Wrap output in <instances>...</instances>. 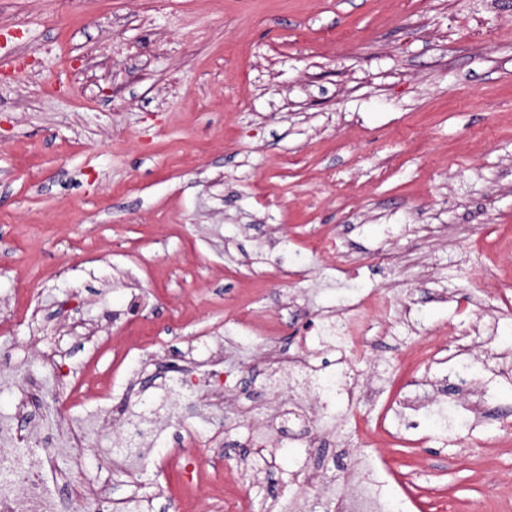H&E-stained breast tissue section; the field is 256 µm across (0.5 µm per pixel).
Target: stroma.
Here are the masks:
<instances>
[{
  "label": "stroma",
  "instance_id": "35a3bbf8",
  "mask_svg": "<svg viewBox=\"0 0 512 512\" xmlns=\"http://www.w3.org/2000/svg\"><path fill=\"white\" fill-rule=\"evenodd\" d=\"M32 54L21 70L16 59ZM335 237L346 272L312 251ZM512 0H0V307L34 372L70 309L71 356L108 419L48 471L141 512H316L321 478L366 476L406 512H512ZM406 339H375L377 405H340L321 447L270 444L246 466L252 393L305 323L369 295ZM485 340L463 391L445 344L456 301ZM188 371L227 381L224 430L183 403L136 464L95 466L124 420ZM422 403L412 420L394 411ZM480 401L441 432L428 402ZM192 430L194 481L159 468ZM318 483L299 486L302 468Z\"/></svg>",
  "mask_w": 512,
  "mask_h": 512
}]
</instances>
